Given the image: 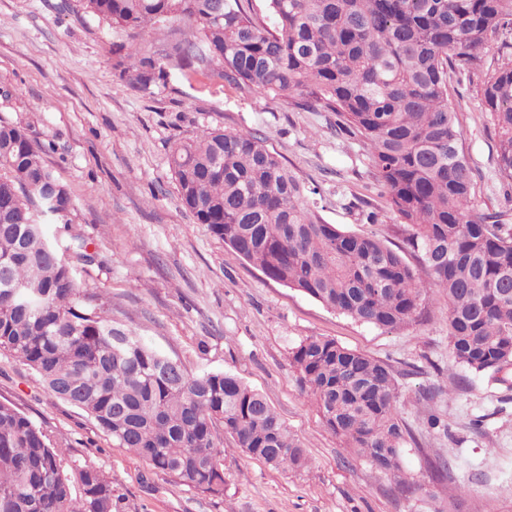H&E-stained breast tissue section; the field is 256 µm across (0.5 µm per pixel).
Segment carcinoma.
Wrapping results in <instances>:
<instances>
[{"mask_svg": "<svg viewBox=\"0 0 512 512\" xmlns=\"http://www.w3.org/2000/svg\"><path fill=\"white\" fill-rule=\"evenodd\" d=\"M84 14L123 27L183 17L172 46L187 64L212 59L224 79L336 114V126L369 152L390 207L412 228L407 247L430 280H418L381 240L326 224L306 187L253 133L213 130L174 144L170 166L181 205L259 269L356 322L412 324L421 296L448 301V342L474 374L505 381L512 367V228L470 209L474 173L448 99V71L483 76L497 136V165L512 182V0H77ZM203 42L194 40V32ZM502 55L487 64L486 45ZM115 68L147 92L166 79L132 48ZM46 147L0 120V351L37 372L46 391L90 416L112 440L178 483L224 495L229 434L276 470L308 458L263 394L224 371L191 375L132 329L102 318L78 283L96 255L78 234L52 240L43 217L70 224L71 198L45 163ZM302 389L352 453L383 471L400 468L406 429L392 370L333 339L291 348ZM64 448L25 414L0 403V512H118L112 477L77 469L72 496Z\"/></svg>", "mask_w": 512, "mask_h": 512, "instance_id": "cac0c4a2", "label": "carcinoma"}]
</instances>
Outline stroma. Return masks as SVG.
Wrapping results in <instances>:
<instances>
[{
  "instance_id": "35a3bbf8",
  "label": "stroma",
  "mask_w": 512,
  "mask_h": 512,
  "mask_svg": "<svg viewBox=\"0 0 512 512\" xmlns=\"http://www.w3.org/2000/svg\"><path fill=\"white\" fill-rule=\"evenodd\" d=\"M187 28L179 18L118 26L85 16L76 0H0V119L53 142L45 161L71 196V229L99 258L79 281L103 315L190 373L230 371L263 393L309 465L272 469L228 437L223 496L195 492L119 447L1 351L0 402L66 448L71 464L111 476L119 512H512V385L455 362L441 291L423 293L411 325L361 324L268 279L182 207L170 149L218 128L261 135L311 188L307 202L325 223L394 249L409 230L368 152L337 130L334 113L229 82L212 63L178 66L167 54ZM134 46L162 59L169 73L146 93L114 68L118 52ZM448 93L474 172L473 207L512 225V183L498 172L479 74L450 72ZM370 210L377 223H367ZM311 336L392 368L397 412L409 430L400 471L348 452L300 388L289 352ZM437 459L449 463L439 478L431 475ZM407 483L419 492L406 494Z\"/></svg>"
}]
</instances>
